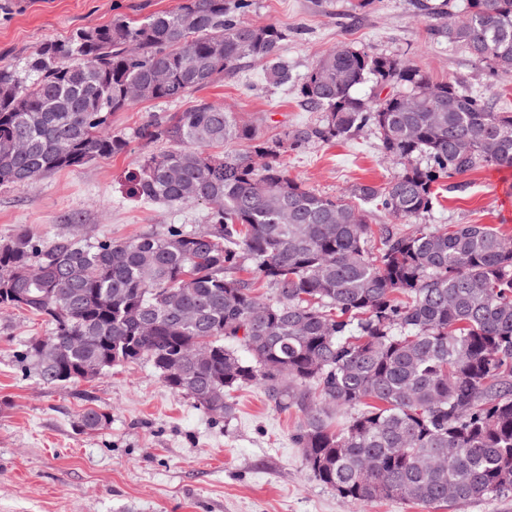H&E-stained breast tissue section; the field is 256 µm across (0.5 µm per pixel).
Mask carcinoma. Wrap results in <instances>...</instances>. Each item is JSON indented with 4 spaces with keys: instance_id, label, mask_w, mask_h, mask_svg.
I'll return each instance as SVG.
<instances>
[{
    "instance_id": "cac0c4a2",
    "label": "carcinoma",
    "mask_w": 512,
    "mask_h": 512,
    "mask_svg": "<svg viewBox=\"0 0 512 512\" xmlns=\"http://www.w3.org/2000/svg\"><path fill=\"white\" fill-rule=\"evenodd\" d=\"M251 7L178 0L142 21L79 28L31 52L30 81L0 61V184L24 187L28 169L46 175L120 155L128 139L104 133L112 113L179 100L245 63L262 65L272 86L288 84L284 34L244 21ZM430 15L484 68L490 91L512 77V0ZM157 69L169 74L163 87ZM369 78L401 89L368 105L353 90ZM426 80L410 60L343 44L302 78L303 102L320 120L274 140L206 100L146 122L138 138L170 149L141 161L133 199L202 202L207 224L125 242H46L21 230L0 243V311L52 325V347L32 339L22 371L65 386L146 361L172 393L227 419L231 393L260 385L275 407L300 413L304 466L346 499L439 512L511 496L512 237L487 224L373 225L347 196L311 190L284 165L290 153L372 126L404 168L352 194L409 223L432 210L440 181L512 169V112L452 82L430 99ZM227 141L245 152H217ZM422 155L424 166L414 160ZM110 422L98 406L79 419L89 432Z\"/></svg>"
}]
</instances>
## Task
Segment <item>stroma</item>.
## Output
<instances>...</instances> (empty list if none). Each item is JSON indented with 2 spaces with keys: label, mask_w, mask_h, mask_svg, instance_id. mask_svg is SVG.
<instances>
[{
  "label": "stroma",
  "mask_w": 512,
  "mask_h": 512,
  "mask_svg": "<svg viewBox=\"0 0 512 512\" xmlns=\"http://www.w3.org/2000/svg\"><path fill=\"white\" fill-rule=\"evenodd\" d=\"M419 0H253L247 16L288 35L281 58L295 81L266 84L261 67L188 94L178 102L144 101L113 113L110 130L124 134V154L56 171L27 187L0 185V242L20 227L44 240L60 236L125 241L164 233L175 224L202 229L208 208L194 202L140 204L127 194L128 175L166 145L147 142L137 128L205 99L253 124L266 139L319 120L296 81L341 43L377 56L408 59L434 82H458L485 93L486 73L462 48L433 32ZM178 0H11L0 10V60L23 68L49 40L118 17L144 19ZM291 178L336 196L358 184H381L401 166L384 158L375 129L333 144L289 154ZM424 224H488L512 236V169L479 167L435 189ZM46 322L0 313V512H420L403 501L363 508L313 477L294 435L297 411L278 410L264 390L234 395L236 413L224 419L173 395L149 363L113 367L106 375L65 388L22 375L17 356L30 339L48 336ZM111 415L102 431L86 433L78 415L87 406Z\"/></svg>",
  "instance_id": "obj_1"
}]
</instances>
